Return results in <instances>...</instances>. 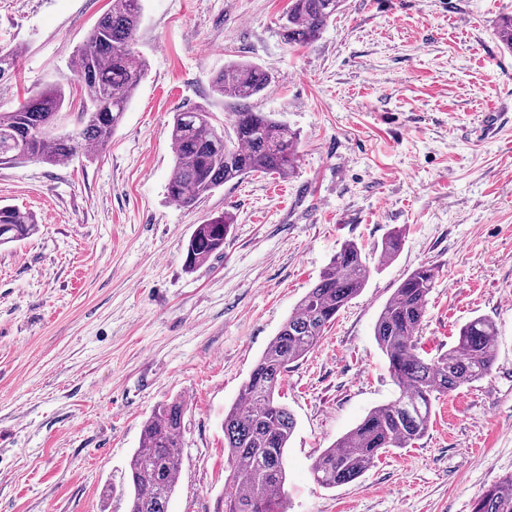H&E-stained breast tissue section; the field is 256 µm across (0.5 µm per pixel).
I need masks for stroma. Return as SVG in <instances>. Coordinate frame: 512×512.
Returning <instances> with one entry per match:
<instances>
[{
	"mask_svg": "<svg viewBox=\"0 0 512 512\" xmlns=\"http://www.w3.org/2000/svg\"><path fill=\"white\" fill-rule=\"evenodd\" d=\"M148 70L107 147L50 166H0V204L38 232L0 246V512H126L127 462L160 403H187L169 512H224V412L341 246L373 271L284 376L296 428L288 512H471L512 475V50L497 37L512 0H345L305 46H288V0H142ZM112 0H0V49L20 52L0 110L62 85L63 131L80 88L70 60ZM268 69L254 101L295 130L293 175L226 183L195 207L167 195L174 112L204 106L225 64ZM230 214L224 249L189 269L197 224ZM394 261L377 252L393 230ZM437 266L420 346L434 357L483 316L496 360L440 396L427 432L327 489L318 454L392 400L376 343L402 279Z\"/></svg>",
	"mask_w": 512,
	"mask_h": 512,
	"instance_id": "1",
	"label": "stroma"
}]
</instances>
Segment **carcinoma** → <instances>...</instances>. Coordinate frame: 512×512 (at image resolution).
<instances>
[{
    "label": "carcinoma",
    "mask_w": 512,
    "mask_h": 512,
    "mask_svg": "<svg viewBox=\"0 0 512 512\" xmlns=\"http://www.w3.org/2000/svg\"><path fill=\"white\" fill-rule=\"evenodd\" d=\"M343 2L289 0L281 26L285 43L315 41ZM141 17L142 0H112V9L99 18L73 56L71 67L84 92L75 131H58L66 99L58 85L44 87L9 112L0 111L1 165L26 160L58 165L88 146L102 148L109 142L147 72L145 60L134 50ZM18 56L15 49L0 51V80L15 74ZM272 79L270 71L243 62H232L215 74L213 88L231 105L221 128L201 106L174 113L169 198L191 207L248 174L293 173L297 133L253 106ZM230 224L231 218L222 215L197 225L186 245V267L192 269L222 251ZM37 231L33 214L0 205V245ZM401 245V231L390 232L381 243L379 264L393 261ZM438 273L433 265L414 269L380 311L374 336L398 393L316 457L312 475L319 485L334 488L353 481L387 449L408 447L427 431L436 396L469 386L491 371L497 329L487 318L465 323L455 346L439 356L426 359L419 353L418 333ZM370 274L362 248L344 243L257 360L238 403L224 413V448L232 462V494L224 499V512H288L285 452L296 423L279 401L282 379L289 364L317 346ZM185 412V402L176 398L157 405L144 422L140 448L126 473L128 512H169L180 476ZM473 512H512V476L486 490Z\"/></svg>",
    "instance_id": "cac0c4a2"
}]
</instances>
